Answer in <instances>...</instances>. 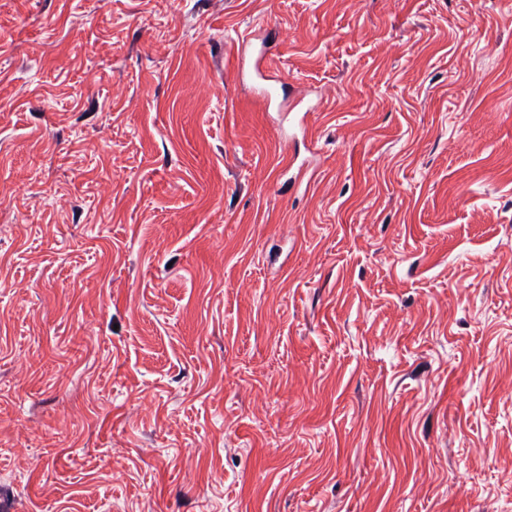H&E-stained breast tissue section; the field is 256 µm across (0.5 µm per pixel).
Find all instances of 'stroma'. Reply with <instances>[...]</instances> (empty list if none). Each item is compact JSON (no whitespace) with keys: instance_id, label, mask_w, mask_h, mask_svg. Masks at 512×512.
Here are the masks:
<instances>
[{"instance_id":"1","label":"stroma","mask_w":512,"mask_h":512,"mask_svg":"<svg viewBox=\"0 0 512 512\" xmlns=\"http://www.w3.org/2000/svg\"><path fill=\"white\" fill-rule=\"evenodd\" d=\"M0 496L512 512V0H0Z\"/></svg>"}]
</instances>
